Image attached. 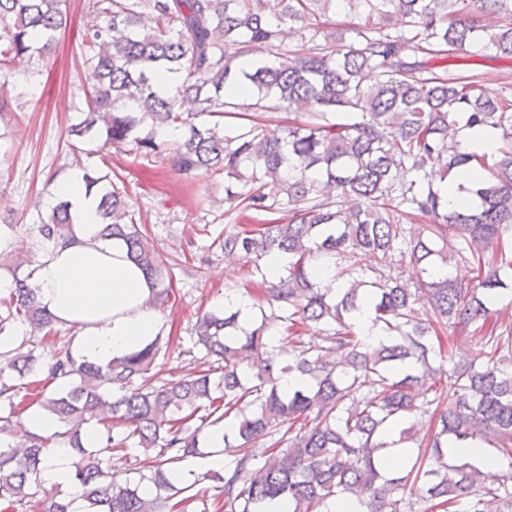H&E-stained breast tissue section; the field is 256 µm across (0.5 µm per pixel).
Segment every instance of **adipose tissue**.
<instances>
[{
    "label": "adipose tissue",
    "instance_id": "ef3b65f1",
    "mask_svg": "<svg viewBox=\"0 0 512 512\" xmlns=\"http://www.w3.org/2000/svg\"><path fill=\"white\" fill-rule=\"evenodd\" d=\"M71 205L75 235L49 247L35 272L40 300L57 323L73 327L78 355L105 363L142 348L162 331V314L146 307L151 284L119 241L98 237L94 194L82 172H70L48 197V205Z\"/></svg>",
    "mask_w": 512,
    "mask_h": 512
}]
</instances>
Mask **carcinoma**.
<instances>
[{
	"mask_svg": "<svg viewBox=\"0 0 512 512\" xmlns=\"http://www.w3.org/2000/svg\"><path fill=\"white\" fill-rule=\"evenodd\" d=\"M339 3L360 19L349 40L318 26ZM86 8L100 23L82 37L89 84L68 128L71 154L93 141L104 150L130 145L186 175L224 177V214L251 210L260 223L213 245L263 281L269 258L286 263L249 326L227 307L197 319L201 364L171 380L157 363L158 336L105 364L66 346L47 355L22 352L26 340L8 348L18 321L38 333L55 325L34 269L24 268L31 246L14 237L15 288L0 298V500L14 512H71L73 500L41 478L60 440L75 458L84 512H182L195 502L200 512H267L276 501L288 512H335L341 497L366 512H415L424 502L443 512H512V325L487 324L512 291L502 279L512 250L500 246L512 231V88L489 97L478 75L447 64L472 44L512 61V0H86ZM484 12L500 23L484 27ZM66 21V0H0V71L46 52ZM299 23L312 42L306 57L281 39L282 27ZM257 47L271 59H247ZM226 107L304 110L309 121L271 129L253 120L227 137L218 122ZM463 127L495 129L496 151L470 149ZM465 167L475 172L473 201L450 210L443 183ZM83 172L99 199V237L123 243L152 280L147 304L164 306L175 265L149 244L120 177ZM37 232L43 249L73 235L69 204L58 202ZM364 253L375 262L366 270ZM322 261L345 284L339 292L318 284ZM452 263L472 265L476 283L435 274ZM364 306L371 342L354 322ZM285 324L314 326L320 342L297 337L283 362L269 336ZM448 328L471 329L484 360L436 349ZM45 355L63 387L41 390L30 406L62 430L33 434L19 450L8 441L19 381ZM290 373L305 384L285 392ZM438 373L445 384L430 398L422 385ZM428 413L433 424L422 434L416 416ZM224 420L234 428L236 445L224 441L236 448L233 461L208 470V486L183 484L181 464L205 458L201 448ZM100 424L92 450L86 430ZM390 427L395 444L417 450L403 473L379 455ZM493 440L503 458L490 469L448 462L451 445ZM128 448L141 451L143 472L114 486L104 457ZM145 480L155 494H145Z\"/></svg>",
	"mask_w": 512,
	"mask_h": 512,
	"instance_id": "cac0c4a2",
	"label": "carcinoma"
}]
</instances>
